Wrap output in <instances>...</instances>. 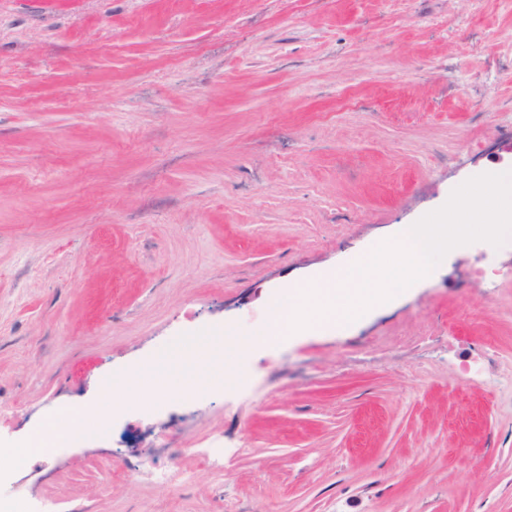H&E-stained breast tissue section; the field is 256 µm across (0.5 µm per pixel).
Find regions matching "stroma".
<instances>
[{
	"mask_svg": "<svg viewBox=\"0 0 512 512\" xmlns=\"http://www.w3.org/2000/svg\"><path fill=\"white\" fill-rule=\"evenodd\" d=\"M496 169L512 0H0V434L95 415L102 380L263 322ZM240 372L231 400L128 394L28 485L66 512H512V243ZM215 439L220 469L192 453Z\"/></svg>",
	"mask_w": 512,
	"mask_h": 512,
	"instance_id": "obj_1",
	"label": "stroma"
}]
</instances>
